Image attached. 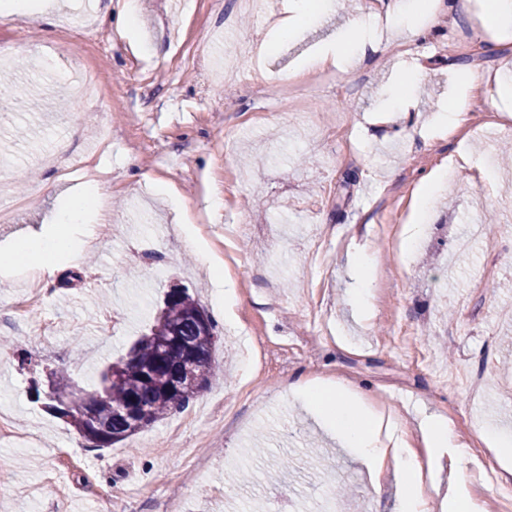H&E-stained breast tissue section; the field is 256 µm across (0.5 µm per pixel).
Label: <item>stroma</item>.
Returning a JSON list of instances; mask_svg holds the SVG:
<instances>
[{"mask_svg": "<svg viewBox=\"0 0 512 512\" xmlns=\"http://www.w3.org/2000/svg\"><path fill=\"white\" fill-rule=\"evenodd\" d=\"M51 22L0 16V40L16 46L0 81L38 92L0 117V160L11 165L9 197L20 203L0 243L48 223L59 196L82 185L47 157L80 159L101 174L110 218L93 247L58 259L38 310L16 307L31 275L0 282V408L14 436L0 437V512H331L328 489L346 485L343 512H397L400 475L386 460L370 472L328 435L303 405L297 383L367 392L401 430L436 411L467 449L471 494L497 512L485 465L497 457L480 432L512 433V120L500 119L494 77L512 64V40L486 51L476 34L485 0L437 17V35L408 42L390 29L388 50L314 84L302 62L347 33L359 0L312 16L253 70L235 47L270 38L289 0L267 15L240 0H137L138 25L115 26L117 0H58ZM233 25L205 59L193 55L199 30ZM97 72L91 112L65 73V40ZM423 67L409 111L384 106ZM488 75L474 91L484 131L438 116L467 71ZM448 171L428 223L417 224L418 193ZM356 172L347 181V172ZM375 253L371 314L353 299L350 257ZM218 256L235 296L216 305L200 260ZM216 322L213 363L223 377L197 395L194 423L174 414L109 448L95 447L41 396L50 374L69 376L64 396L99 387L101 371L146 332L172 286ZM122 317L112 333L103 317ZM480 377L481 390L468 382Z\"/></svg>", "mask_w": 512, "mask_h": 512, "instance_id": "obj_1", "label": "stroma"}]
</instances>
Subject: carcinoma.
Listing matches in <instances>:
<instances>
[{
	"instance_id": "obj_1",
	"label": "carcinoma",
	"mask_w": 512,
	"mask_h": 512,
	"mask_svg": "<svg viewBox=\"0 0 512 512\" xmlns=\"http://www.w3.org/2000/svg\"><path fill=\"white\" fill-rule=\"evenodd\" d=\"M202 313L188 289H169L154 324L101 373L100 390L68 403H47L46 410L66 419L98 448L138 433L129 422V410L146 411L148 426L186 410L218 378L212 364L215 324L205 329Z\"/></svg>"
}]
</instances>
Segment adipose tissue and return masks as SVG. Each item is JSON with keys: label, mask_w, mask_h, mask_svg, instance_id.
<instances>
[{"label": "adipose tissue", "mask_w": 512, "mask_h": 512, "mask_svg": "<svg viewBox=\"0 0 512 512\" xmlns=\"http://www.w3.org/2000/svg\"><path fill=\"white\" fill-rule=\"evenodd\" d=\"M466 0H426L421 14L412 19L402 14L392 0H379L353 22L348 34L321 51L308 56L306 70L340 68L363 60L366 52L381 53L383 41L374 34L378 21L404 26L411 38H429L433 35L431 17L443 13H463ZM108 211V206L96 182H88L76 193L63 195L54 221L31 232L18 242L0 246V268H13L17 259L28 260L33 266H47L63 256L77 253L83 245L76 236L79 227L94 224ZM308 406L334 429L341 447L351 449L370 465L382 466L386 458H393L402 471V495L399 512H430L429 497L443 492L448 512H483L481 504L471 498L466 488L465 474H458L447 489H440L439 475L444 460L464 462V449L455 447L452 430L445 417L437 414L422 416L417 429L421 447H412L397 436V424L383 421L361 405V395L333 393L324 389L305 392Z\"/></svg>", "instance_id": "adipose-tissue-1"}]
</instances>
